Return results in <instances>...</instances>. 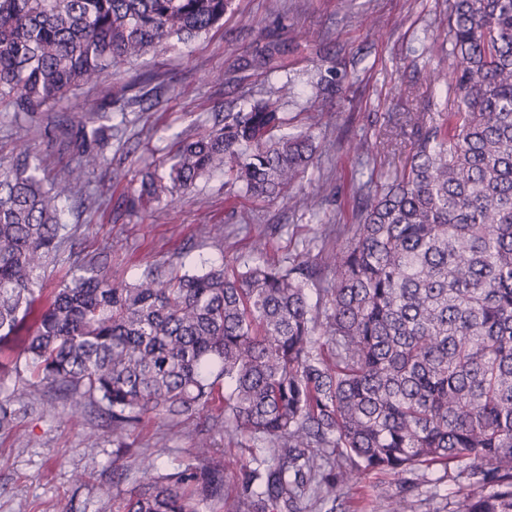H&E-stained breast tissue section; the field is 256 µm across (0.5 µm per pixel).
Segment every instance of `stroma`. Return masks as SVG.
I'll return each mask as SVG.
<instances>
[{"mask_svg": "<svg viewBox=\"0 0 512 512\" xmlns=\"http://www.w3.org/2000/svg\"><path fill=\"white\" fill-rule=\"evenodd\" d=\"M280 16L267 0H232L222 23L191 44L149 54L141 71L152 74L143 104L112 115L109 165L91 181L103 197L120 200L144 169H164L180 147L183 134L210 125L217 112L239 110L253 95L277 91L289 130L312 129L320 147L317 167L309 169L301 188L321 203L319 219L294 209L288 198L234 196L223 172L199 180L174 201L130 212L112 210L100 217L94 209L70 211L80 224L82 248L107 250L113 278L133 281L151 264L192 269L200 262L228 268L301 253L305 240L322 228L357 223L360 184L379 189L402 168L409 143L386 148L387 133L405 113L444 97V87L426 78L419 56L425 34L442 33L448 0H282ZM352 13L369 16L371 25L347 22ZM275 33L295 51L287 70L267 74L244 69L228 73L229 63L264 45ZM332 69L336 82L316 91L299 81L288 86L289 73ZM128 66L113 69L106 80L83 87L43 116L54 123L66 118L85 122L112 101V85L127 81ZM413 86L404 98L400 88ZM322 107L321 121L309 126L310 106ZM369 144L358 154V140ZM29 149L46 173L72 163L74 153L61 142L16 126L0 112V166L12 154ZM27 371L13 365L0 370V399L12 396L28 407L18 427L0 432V512H103L101 491L113 471L122 479L112 493L124 497L139 479L143 459L164 472L191 462L198 429L206 415L182 417L177 425L162 418L146 420L116 447L112 426L94 407L71 414L68 401L47 384L32 385ZM471 489L459 466L434 465L406 475L372 471L344 487L337 512H385L389 498H404L407 512H448Z\"/></svg>", "mask_w": 512, "mask_h": 512, "instance_id": "stroma-1", "label": "stroma"}]
</instances>
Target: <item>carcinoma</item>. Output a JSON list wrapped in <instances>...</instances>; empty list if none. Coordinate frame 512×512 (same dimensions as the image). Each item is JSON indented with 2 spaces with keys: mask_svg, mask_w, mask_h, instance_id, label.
I'll use <instances>...</instances> for the list:
<instances>
[{
  "mask_svg": "<svg viewBox=\"0 0 512 512\" xmlns=\"http://www.w3.org/2000/svg\"><path fill=\"white\" fill-rule=\"evenodd\" d=\"M230 2L0 0V104L31 128L115 67L208 33ZM424 52L448 60L436 115L407 113L406 163L359 189L360 223L308 241L311 263L157 264L127 282L98 253L42 306L78 231L64 204L82 191L100 208L89 175L108 163L112 117L39 129L75 155L48 182L27 151L0 170V348L19 345L30 376L73 406L99 404L119 446L151 414L173 422L216 402L225 436L264 445L231 498L205 430L183 469L142 468L117 512H336L364 472L463 461L480 492L451 512H512V0H448L445 36ZM287 55L271 39L246 65L272 74ZM139 84H114L112 106ZM280 109L269 93L217 113L127 204L172 199L216 168L238 194L279 197L318 161L311 131L274 135ZM25 412L0 401V431Z\"/></svg>",
  "mask_w": 512,
  "mask_h": 512,
  "instance_id": "1",
  "label": "carcinoma"
}]
</instances>
